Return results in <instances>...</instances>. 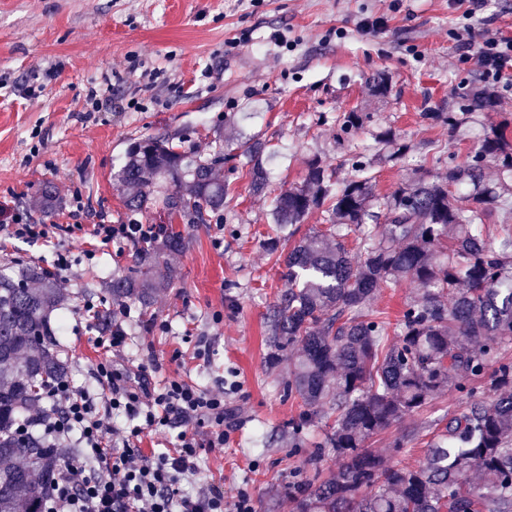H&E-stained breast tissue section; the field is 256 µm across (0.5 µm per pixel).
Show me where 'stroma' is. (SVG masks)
Here are the masks:
<instances>
[{
	"instance_id": "stroma-1",
	"label": "stroma",
	"mask_w": 512,
	"mask_h": 512,
	"mask_svg": "<svg viewBox=\"0 0 512 512\" xmlns=\"http://www.w3.org/2000/svg\"><path fill=\"white\" fill-rule=\"evenodd\" d=\"M464 11L458 0H0V225L16 214L57 224L55 248L77 259L56 315L76 383L92 384L103 353L93 344L96 321L74 310L100 303L132 263L129 243L83 260L93 224L130 218L113 178L129 144L181 132L206 154L220 135L235 156L221 171L230 185L223 223L190 228L188 248L167 256L177 276L156 291L150 316L135 302L127 317L119 303L109 306L135 338L134 359L156 358V382L179 377L220 390L235 408L227 442L201 451L197 475L219 486L226 503L244 490L259 512H294L281 487L303 467L289 436L302 406L284 390L292 354L276 367L267 361V314L285 288L282 266L263 245L275 197L300 185L315 155L339 184L354 177L355 156L372 159L375 192L388 195L415 173L434 179L449 162L466 164L491 124L512 128V90L484 80L459 51L467 35L512 38V0H484L483 22L470 33ZM368 18L382 19V27L364 31ZM378 77L386 93L376 91ZM99 84L111 85L112 104L87 111L85 93ZM482 89L495 95V112L466 114L468 95ZM353 111L370 119L343 132L342 117ZM452 114L461 118L453 130ZM384 128L408 146L393 162L375 139ZM252 136L271 150L259 193L237 153ZM48 180L64 202L53 216L31 204ZM76 193L85 205L77 220ZM153 317L167 330L149 328ZM201 336L211 343L205 360L196 355ZM459 404L447 389L428 416L407 417L374 437L373 450L394 466H419L423 445L396 453L395 438Z\"/></svg>"
}]
</instances>
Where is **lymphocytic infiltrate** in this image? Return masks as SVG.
Masks as SVG:
<instances>
[{
	"instance_id": "obj_1",
	"label": "lymphocytic infiltrate",
	"mask_w": 512,
	"mask_h": 512,
	"mask_svg": "<svg viewBox=\"0 0 512 512\" xmlns=\"http://www.w3.org/2000/svg\"><path fill=\"white\" fill-rule=\"evenodd\" d=\"M462 49L485 79L501 81L512 68V40L467 41ZM130 341L121 324L99 330L94 344L105 356L93 368L95 385H53L45 392L50 411L25 420L44 440L81 450L44 512H254L248 493L228 505L220 489L189 484L200 450L223 448L229 437L234 411L223 393L178 378L155 384L149 365L128 366ZM162 429L176 430L173 450L144 453L142 434Z\"/></svg>"
}]
</instances>
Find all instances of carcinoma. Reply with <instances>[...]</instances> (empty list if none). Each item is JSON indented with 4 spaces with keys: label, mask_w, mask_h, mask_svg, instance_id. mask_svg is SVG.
I'll list each match as a JSON object with an SVG mask.
<instances>
[{
    "label": "carcinoma",
    "mask_w": 512,
    "mask_h": 512,
    "mask_svg": "<svg viewBox=\"0 0 512 512\" xmlns=\"http://www.w3.org/2000/svg\"><path fill=\"white\" fill-rule=\"evenodd\" d=\"M489 91L473 95L469 111L492 112ZM377 140L406 146L385 129ZM251 163L253 189L264 190L266 143L240 144ZM489 158L512 178V139L493 125L465 165L448 158V173L417 178L389 195L374 192L373 177L358 176L338 188L333 172L318 156L307 163L303 183L276 197L273 221L299 231L321 211L329 227L312 231L284 251L281 236L268 238V251L283 264L286 287L269 315V363L297 349L285 391L305 410L292 422L294 452L305 447L311 423L325 419L328 430L305 464L315 470L322 451L342 461L326 478L297 477L284 487L295 512H512V361L501 351L512 344V228L489 238L485 217L512 205V185H484ZM228 155L223 144L212 153L179 151L164 134L129 144L115 174L128 190L124 205L137 223L163 224L160 235L139 248L141 258L112 279L109 295L148 310L156 289L174 271L169 252L189 238L161 211L183 223L223 220L227 188L218 177ZM33 206L54 213L61 202L51 185L32 198ZM344 226L354 228L351 257ZM406 280L423 288L405 305L396 323L370 307L381 288ZM64 300L55 282L27 266L0 269V512H43V501L76 448L31 435L15 434L29 414L42 410L45 388L67 377L68 362L55 340L50 315ZM396 336V341L389 336ZM490 375L492 399L476 397V383ZM461 406L450 417L401 434L394 452L425 447V461L396 468L367 448V441L407 416L427 410L448 387ZM477 471L479 480L470 479Z\"/></svg>",
    "instance_id": "obj_1"
}]
</instances>
